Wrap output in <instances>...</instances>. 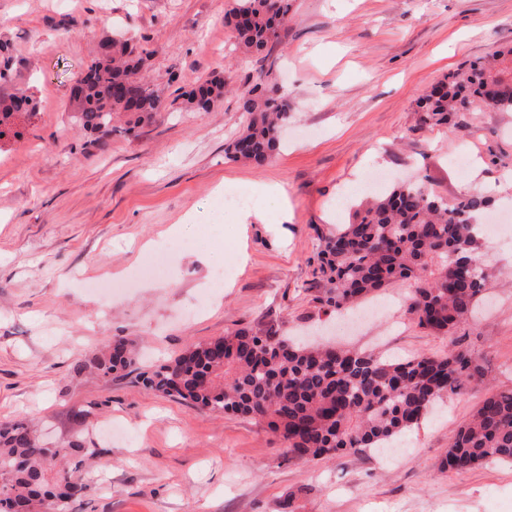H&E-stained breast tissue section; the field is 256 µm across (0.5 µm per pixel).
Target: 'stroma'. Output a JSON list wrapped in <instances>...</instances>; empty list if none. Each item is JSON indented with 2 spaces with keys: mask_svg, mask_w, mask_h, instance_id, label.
I'll return each instance as SVG.
<instances>
[{
  "mask_svg": "<svg viewBox=\"0 0 512 512\" xmlns=\"http://www.w3.org/2000/svg\"><path fill=\"white\" fill-rule=\"evenodd\" d=\"M265 60L242 58L224 23L230 0H0V97L23 93L0 137V423L26 419L51 446L99 449L70 512H512V464L439 465L490 392L512 390V234L488 235L486 304L451 334L405 311L409 282L384 288L375 316L335 333V312L303 290L322 236L348 223L368 169L449 199L478 176L494 208L512 202V112L473 103L455 127L418 123L421 94L446 73L512 46V0H291ZM145 49L142 74L164 106L151 120L84 130L77 77L112 38ZM215 71L229 91L207 112L179 95ZM293 112L274 157H226L246 124L238 92L259 75ZM464 151L472 161L449 165ZM278 184L287 205L253 195ZM250 195L256 219L224 208ZM187 225L183 238L170 230ZM172 249L166 278L143 270ZM223 249L232 271L213 281ZM248 327L316 333L377 356L462 348L485 381L444 398L397 455L360 451L303 462L265 423L200 410L98 376L115 336L139 371Z\"/></svg>",
  "mask_w": 512,
  "mask_h": 512,
  "instance_id": "1",
  "label": "stroma"
}]
</instances>
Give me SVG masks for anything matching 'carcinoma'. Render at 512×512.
Segmentation results:
<instances>
[{"mask_svg": "<svg viewBox=\"0 0 512 512\" xmlns=\"http://www.w3.org/2000/svg\"><path fill=\"white\" fill-rule=\"evenodd\" d=\"M289 0H236L225 15L238 48L256 57L288 21ZM140 57L126 42L112 43L83 69L74 91L82 125L107 129L112 113L136 120L161 111L163 100L138 78ZM215 74L186 93L207 111L224 97ZM478 100L512 112V47L492 60L472 61L446 74L419 98V121L449 126ZM29 105L26 97L0 99V126ZM246 126L225 154L254 166L279 147L291 105L263 76L239 94ZM491 205L466 193L452 201L411 183H397L354 206L350 223L321 239L311 288L315 300L342 311L395 280H412L407 311L418 324L450 334L481 300L487 267L472 223ZM438 271H429L434 261ZM136 364L126 341L112 338L94 367L104 379ZM485 370L466 350L446 357L384 358L330 345L308 346L275 331L239 328L193 345L170 362L140 373L144 386L212 412L260 419L281 439L282 453L314 461L380 448L403 439L433 405L457 394ZM99 454L80 442L48 448L25 423L0 424V512H70L79 465ZM512 463V391L488 395L458 428L443 467L466 471Z\"/></svg>", "mask_w": 512, "mask_h": 512, "instance_id": "obj_1", "label": "carcinoma"}]
</instances>
